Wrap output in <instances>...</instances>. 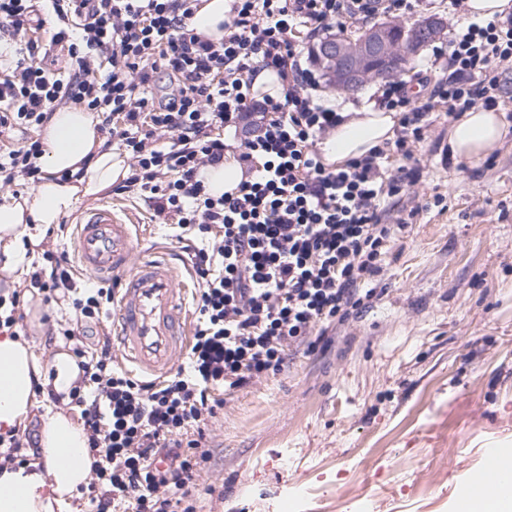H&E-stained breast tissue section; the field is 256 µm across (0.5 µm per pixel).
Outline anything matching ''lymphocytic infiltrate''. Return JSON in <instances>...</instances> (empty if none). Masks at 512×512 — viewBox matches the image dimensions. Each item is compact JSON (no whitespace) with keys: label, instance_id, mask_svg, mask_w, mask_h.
<instances>
[{"label":"lymphocytic infiltrate","instance_id":"1","mask_svg":"<svg viewBox=\"0 0 512 512\" xmlns=\"http://www.w3.org/2000/svg\"><path fill=\"white\" fill-rule=\"evenodd\" d=\"M198 0H0V188L43 175L40 131L59 107L96 113L98 131L128 154L120 193L144 197L176 229L199 285L197 323L177 369L163 380L131 377L102 333L74 354L83 372L70 393L94 458L87 512H195L189 502L207 421L227 399L281 374L292 354L325 351L331 328L375 297L371 283L400 232L388 223L421 167L414 146L431 116L455 120L498 106L512 73V20L458 24L466 0H448L455 20L418 79L376 88V106L398 115L394 143L334 169L317 145L343 116L323 102L309 40L347 21L404 16L436 0H232L224 35L191 29ZM60 20L50 38L66 64L46 61L32 34L37 12ZM275 71L278 96L256 99L253 80ZM167 71L172 91L158 95ZM250 122V136L224 133ZM233 153L246 177L210 193L202 171ZM401 156L389 171L390 153ZM31 288L66 305L67 339L100 325L112 284H81L66 255L46 253Z\"/></svg>","mask_w":512,"mask_h":512}]
</instances>
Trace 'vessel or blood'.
<instances>
[{
  "label": "vessel or blood",
  "mask_w": 512,
  "mask_h": 512,
  "mask_svg": "<svg viewBox=\"0 0 512 512\" xmlns=\"http://www.w3.org/2000/svg\"><path fill=\"white\" fill-rule=\"evenodd\" d=\"M134 245L131 223L111 204L79 216L73 248L80 270L123 284L112 314V344L135 371L157 378L188 343L187 291L167 258L153 254L132 263Z\"/></svg>",
  "instance_id": "obj_1"
}]
</instances>
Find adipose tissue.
Instances as JSON below:
<instances>
[{
  "mask_svg": "<svg viewBox=\"0 0 512 512\" xmlns=\"http://www.w3.org/2000/svg\"><path fill=\"white\" fill-rule=\"evenodd\" d=\"M394 113L364 107L320 146L326 164L340 166L349 159L391 140ZM512 133L505 114L475 106L448 128V154L461 161H479ZM47 177L27 195L0 204V271L22 282L33 271V250L42 242L33 225L61 223L80 201L99 197L125 175L124 160L106 148L95 116L78 106L58 108L43 127ZM80 172L78 182L60 181L62 171ZM81 371L67 351L42 359L27 341L0 336V430L24 425L38 406L37 386L69 394ZM93 458L82 424L63 412L44 414L40 455L34 470L24 473L0 467V512H61L69 497L87 484Z\"/></svg>",
  "mask_w": 512,
  "mask_h": 512,
  "instance_id": "adipose-tissue-1",
  "label": "adipose tissue"
}]
</instances>
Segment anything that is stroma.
<instances>
[{"instance_id": "obj_1", "label": "stroma", "mask_w": 512, "mask_h": 512, "mask_svg": "<svg viewBox=\"0 0 512 512\" xmlns=\"http://www.w3.org/2000/svg\"><path fill=\"white\" fill-rule=\"evenodd\" d=\"M409 194L427 203L390 242L377 295L322 353L209 419L196 512H453L487 450L512 448V137L485 159H448L437 121ZM134 259L181 253L132 194ZM25 338L42 356L73 349L66 320L33 294Z\"/></svg>"}]
</instances>
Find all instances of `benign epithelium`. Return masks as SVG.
<instances>
[{
    "label": "benign epithelium",
    "mask_w": 512,
    "mask_h": 512,
    "mask_svg": "<svg viewBox=\"0 0 512 512\" xmlns=\"http://www.w3.org/2000/svg\"><path fill=\"white\" fill-rule=\"evenodd\" d=\"M393 26L381 24L369 29L363 36L353 39L338 35L324 45L322 52L328 64L332 82L345 88H353L374 74L371 63L382 61L387 68L397 63L398 55H408L423 39H435L442 33V24L427 20L411 32L405 41L392 37Z\"/></svg>",
    "instance_id": "1"
}]
</instances>
